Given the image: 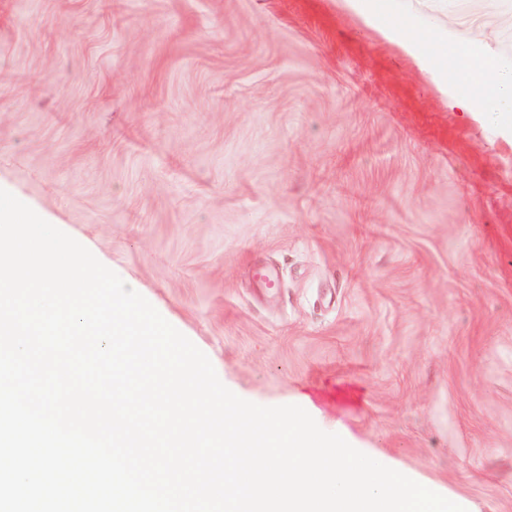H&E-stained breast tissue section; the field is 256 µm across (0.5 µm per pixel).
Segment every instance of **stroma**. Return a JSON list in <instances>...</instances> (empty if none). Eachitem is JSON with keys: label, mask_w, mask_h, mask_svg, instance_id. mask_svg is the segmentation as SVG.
<instances>
[{"label": "stroma", "mask_w": 512, "mask_h": 512, "mask_svg": "<svg viewBox=\"0 0 512 512\" xmlns=\"http://www.w3.org/2000/svg\"><path fill=\"white\" fill-rule=\"evenodd\" d=\"M401 9L512 64V0ZM0 188L238 396L512 512V138L341 0H0Z\"/></svg>", "instance_id": "1"}]
</instances>
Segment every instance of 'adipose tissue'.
<instances>
[{
  "label": "adipose tissue",
  "instance_id": "1",
  "mask_svg": "<svg viewBox=\"0 0 512 512\" xmlns=\"http://www.w3.org/2000/svg\"><path fill=\"white\" fill-rule=\"evenodd\" d=\"M363 25L396 44L445 97L449 109L512 134V65L484 44L458 41L454 27L436 30L404 23L398 0H343Z\"/></svg>",
  "mask_w": 512,
  "mask_h": 512
}]
</instances>
